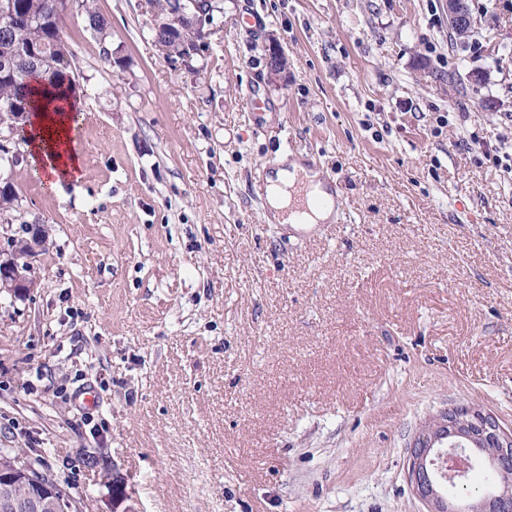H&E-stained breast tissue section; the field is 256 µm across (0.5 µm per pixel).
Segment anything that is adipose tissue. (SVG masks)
<instances>
[{
  "label": "adipose tissue",
  "instance_id": "adipose-tissue-1",
  "mask_svg": "<svg viewBox=\"0 0 512 512\" xmlns=\"http://www.w3.org/2000/svg\"><path fill=\"white\" fill-rule=\"evenodd\" d=\"M74 126L72 108L56 112L38 110L30 119L27 150L31 168L44 176L50 190H58L63 182L82 177V163L71 145ZM327 189L319 174L294 161L277 169L266 180L265 198L273 219L283 224H319L332 217L331 209L318 203ZM306 206L305 215H298L299 206Z\"/></svg>",
  "mask_w": 512,
  "mask_h": 512
}]
</instances>
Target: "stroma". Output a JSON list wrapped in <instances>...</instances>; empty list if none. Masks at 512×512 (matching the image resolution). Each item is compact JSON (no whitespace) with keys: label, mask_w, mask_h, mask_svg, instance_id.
I'll return each mask as SVG.
<instances>
[{"label":"stroma","mask_w":512,"mask_h":512,"mask_svg":"<svg viewBox=\"0 0 512 512\" xmlns=\"http://www.w3.org/2000/svg\"><path fill=\"white\" fill-rule=\"evenodd\" d=\"M468 4L462 43L444 0H223L183 63L144 0H94L104 40L65 0L84 174L0 170V262L46 239L0 289V451L78 512H422V427L512 426V0ZM285 157L327 232L265 223Z\"/></svg>","instance_id":"obj_1"}]
</instances>
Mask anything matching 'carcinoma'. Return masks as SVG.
<instances>
[{"label": "carcinoma", "instance_id": "1", "mask_svg": "<svg viewBox=\"0 0 512 512\" xmlns=\"http://www.w3.org/2000/svg\"><path fill=\"white\" fill-rule=\"evenodd\" d=\"M9 14L0 13V113H10L7 120L24 126L35 109L36 98L56 97L63 90L74 88L65 84L69 77L70 52L65 48L60 27L64 0H4ZM155 27V45L166 57L197 49L192 43L187 10L171 0H150ZM89 26L102 34L107 20L82 0ZM18 195L12 184L0 187V211L15 210ZM22 466L36 473L21 452H0V472Z\"/></svg>", "mask_w": 512, "mask_h": 512}]
</instances>
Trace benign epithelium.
I'll return each instance as SVG.
<instances>
[{
    "instance_id": "benign-epithelium-1",
    "label": "benign epithelium",
    "mask_w": 512,
    "mask_h": 512,
    "mask_svg": "<svg viewBox=\"0 0 512 512\" xmlns=\"http://www.w3.org/2000/svg\"><path fill=\"white\" fill-rule=\"evenodd\" d=\"M447 2L450 31L457 36L468 33L467 0ZM192 7L191 19L201 29L205 44L211 30L202 29L203 20L217 9V0H194ZM286 65L284 49L271 41L270 74L279 75ZM0 288L15 294L27 288L16 259L0 264ZM435 421V428L421 432L409 449L407 481L412 495L425 506L424 512H512V427H505L490 411L465 405L440 412ZM476 464L490 475V489L475 500L448 494V487L463 481ZM26 481L22 495L0 501V512H53L62 506L54 481L30 473Z\"/></svg>"
}]
</instances>
